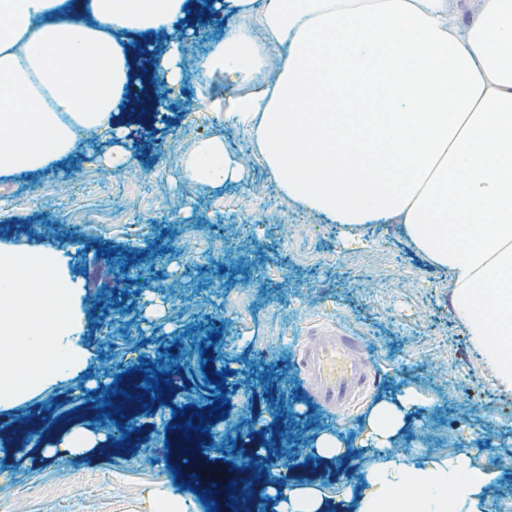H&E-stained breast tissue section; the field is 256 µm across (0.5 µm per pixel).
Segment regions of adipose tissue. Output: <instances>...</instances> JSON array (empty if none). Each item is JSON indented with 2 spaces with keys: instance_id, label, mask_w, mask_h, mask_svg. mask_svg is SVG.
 I'll use <instances>...</instances> for the list:
<instances>
[{
  "instance_id": "1",
  "label": "adipose tissue",
  "mask_w": 512,
  "mask_h": 512,
  "mask_svg": "<svg viewBox=\"0 0 512 512\" xmlns=\"http://www.w3.org/2000/svg\"><path fill=\"white\" fill-rule=\"evenodd\" d=\"M459 0H268L258 15L282 64L250 84L266 46L231 25L202 57L242 91L225 124L255 147L279 191L330 223L391 224L447 271L448 306L496 388L512 395V0H481L465 28ZM245 0H0V175L69 155L78 130L123 138L138 71L129 49L167 44L152 71L181 78L188 18L234 13ZM269 43V44H270ZM247 171L214 135L183 167L191 184L240 183ZM424 395L404 386L364 420L375 449L352 512H487L495 477L469 453L419 461L395 449ZM276 512H329L318 485H269Z\"/></svg>"
}]
</instances>
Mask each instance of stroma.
Returning <instances> with one entry per match:
<instances>
[{
  "label": "stroma",
  "mask_w": 512,
  "mask_h": 512,
  "mask_svg": "<svg viewBox=\"0 0 512 512\" xmlns=\"http://www.w3.org/2000/svg\"><path fill=\"white\" fill-rule=\"evenodd\" d=\"M222 32L216 26L183 45L184 79L148 155L117 170L108 165L114 138L82 135L42 170L0 176V247L65 250L84 289L79 342L97 362L95 388L60 380L0 399V416H42L12 453L0 454V486L13 490L0 497V512H154L172 495L184 498L186 512H206L205 485L188 490L175 479L167 438L179 422L175 409L213 404L222 370L230 410L209 427L205 467L222 466L213 445L232 456L271 427L288 429L306 457L315 454L316 431L355 444L372 405L411 385L433 402L415 411L399 451L482 457L496 473L491 512H503L512 504V396L495 389L450 317L447 272L427 265L398 227L365 225L347 245L341 225L283 197L249 140L224 123L235 83L220 71L197 77L198 59ZM216 134L244 161L246 183L183 180L195 144ZM105 254L120 278L101 276ZM337 330L361 337L376 376L341 416L315 402L292 361L308 337ZM144 363L180 371L165 403L139 411L128 445L37 456L68 429L111 436L117 419L93 410L99 387Z\"/></svg>",
  "instance_id": "obj_1"
}]
</instances>
